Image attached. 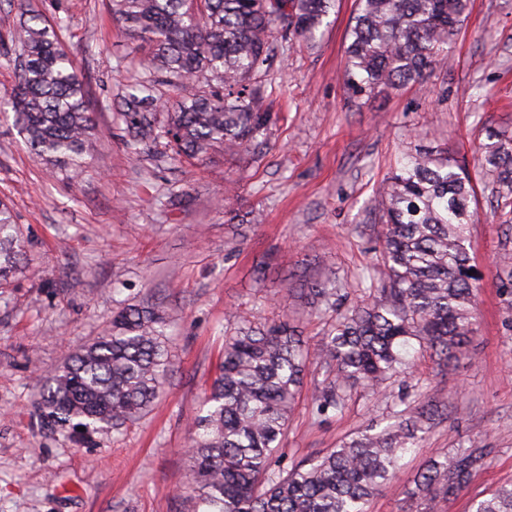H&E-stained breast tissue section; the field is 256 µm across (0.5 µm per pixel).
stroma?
<instances>
[{"instance_id": "1", "label": "stroma", "mask_w": 512, "mask_h": 512, "mask_svg": "<svg viewBox=\"0 0 512 512\" xmlns=\"http://www.w3.org/2000/svg\"><path fill=\"white\" fill-rule=\"evenodd\" d=\"M49 22L64 18V47L84 76L96 121L79 182L39 162L0 117V197L13 206L28 271L0 286V512H187L186 425L215 377L231 312L287 319L308 339L323 324L301 288L329 273L347 279L373 258L377 184L403 152L444 145L473 164L487 131L512 135V0H472L443 65L412 87L348 98L340 79L354 0H338L313 43L296 42L277 71V113L260 150L216 152L194 165L158 147L130 156L117 102L135 52L105 0H29ZM24 17L0 0V97L16 81L9 53ZM491 187L477 186L470 255L481 273L476 335L458 366L439 374L420 356L408 402H447L421 447L406 454L369 512H421L417 470L450 449H490V464L438 512L512 482V324L498 292L503 228ZM162 303L173 364L159 399L115 437L77 443L34 409L43 375L93 341L120 305ZM305 385L284 443L285 461L337 447L366 424H387L392 404L355 389L342 413L314 417Z\"/></svg>"}]
</instances>
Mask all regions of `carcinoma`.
I'll use <instances>...</instances> for the list:
<instances>
[{"label":"carcinoma","instance_id":"carcinoma-1","mask_svg":"<svg viewBox=\"0 0 512 512\" xmlns=\"http://www.w3.org/2000/svg\"><path fill=\"white\" fill-rule=\"evenodd\" d=\"M111 16L135 48L141 73L122 95L125 144L138 155L164 144L172 159L200 162L263 145L273 113L264 107L278 49L322 35L337 0H109ZM470 0H355L340 77L351 98L421 81L444 63ZM15 37L18 80L0 113L34 154L72 178L88 165L95 129L77 62L57 27L24 10ZM204 83L205 90L197 85ZM182 94L161 117L163 90ZM477 170L491 185L493 212L512 232V137L490 134ZM476 191L466 164L448 152H406L379 187L372 208L375 262L354 288L336 275L300 289L325 328L310 345L286 322L241 316L224 332L216 377L188 423L186 488L190 512H366L448 406L431 402L393 411L381 430L366 425L337 447L282 464V447L311 371L316 413L344 409L361 386L384 398L418 353L444 371L458 365L477 332L478 274L468 252ZM13 209L0 199V282L19 267ZM501 299L512 313V250L503 242ZM358 295L354 302L351 295ZM169 316L154 303L128 304L111 327L46 376L36 400L44 425L118 433L145 416L171 369ZM483 448H453L428 461L411 494L425 512L468 488L485 470ZM471 512H512V483L472 503Z\"/></svg>","mask_w":512,"mask_h":512}]
</instances>
